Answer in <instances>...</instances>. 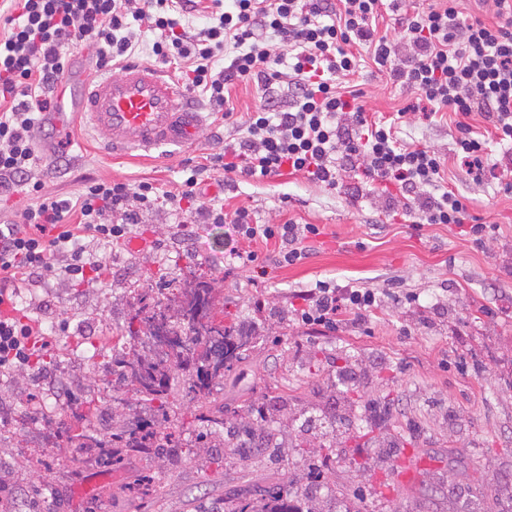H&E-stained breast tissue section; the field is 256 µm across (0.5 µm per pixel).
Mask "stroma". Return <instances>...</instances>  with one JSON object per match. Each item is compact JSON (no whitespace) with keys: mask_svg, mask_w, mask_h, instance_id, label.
<instances>
[{"mask_svg":"<svg viewBox=\"0 0 512 512\" xmlns=\"http://www.w3.org/2000/svg\"><path fill=\"white\" fill-rule=\"evenodd\" d=\"M355 83L372 120L415 101L371 63ZM261 95L259 84L236 85L234 115L225 120L198 100L206 115L198 140L149 154L108 153L82 123L51 129L34 176L43 195L64 198L77 197L89 180L174 189L188 164L238 138ZM400 136L446 157V187L466 196L470 215L492 232L478 239L452 224L407 223L345 166L334 190L301 174L238 177L228 190L216 174L203 185L204 202L248 208L260 224L317 225L307 258L282 266L261 246L245 270L232 255L237 243L228 225L190 231L158 209L134 228L145 243L139 252L123 240L88 243L106 267L101 278L75 284L55 276L22 290V313L52 344L35 350L32 361L57 377L69 403L61 423L86 424L101 436L112 426V372L97 357L125 336L137 290L166 291L191 276L219 280L225 311L254 325L259 340L247 360L225 372L216 398L239 408L276 388L288 418L286 454L271 449L246 466L205 464L192 454L170 466L133 451L109 458L43 431L29 414L45 398L31 373H0V402L14 409L0 420V502L24 498L30 512L55 500L60 512H209L230 494L271 480L301 494L315 491L328 512H512V191L490 176L473 182L456 161L453 115L405 116ZM61 142L68 152L63 173L48 164ZM320 281L375 289L379 303L366 318L344 315L331 329L305 325L302 293ZM348 365L361 374L363 402L390 397V429L405 438L399 458L388 457L360 420L326 435L320 418L334 393L327 378ZM188 386L187 374L173 373L166 430L182 439L195 409ZM89 400L95 410H87ZM147 479L154 491L145 497Z\"/></svg>","mask_w":512,"mask_h":512,"instance_id":"obj_1","label":"stroma"}]
</instances>
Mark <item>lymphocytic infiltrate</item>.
I'll use <instances>...</instances> for the list:
<instances>
[{
    "mask_svg": "<svg viewBox=\"0 0 512 512\" xmlns=\"http://www.w3.org/2000/svg\"><path fill=\"white\" fill-rule=\"evenodd\" d=\"M494 18L467 21L456 0L421 11L404 0H12L0 19V198L36 197L18 224H0V368L30 369L38 331L16 312L21 288L33 277L59 275L74 283L100 272L86 255V239L111 243L127 238L141 212L168 208L184 224H229L248 242L273 244L278 262L306 255L313 224H256L248 208L224 211L200 200L205 176L225 178L303 174L328 188L338 184L337 161L379 182L419 224L469 225L472 235L490 227L470 224L466 197L440 191L445 161L426 147L402 144L394 122L368 121L361 90L348 84L360 61L357 46L385 68L390 79L416 93L430 114L456 117V154L469 175L482 179L485 140L468 122L483 113L493 135L512 143V0H492ZM397 18V35L378 33L382 9ZM206 14L209 23L190 33L180 13ZM135 20L160 34L152 52L159 63H180L188 93L223 110L236 83L261 82L263 102L250 112L243 134L222 151L191 166L176 190L150 182L91 180L76 199L40 198L32 178L40 158L34 148L36 115L53 105L64 79L67 50L94 49L98 69L127 62L138 43L128 32ZM283 48L275 53L260 31ZM229 66L219 67L227 50ZM369 288L344 291L329 283L309 291L301 319L332 325L338 312L371 311Z\"/></svg>",
    "mask_w": 512,
    "mask_h": 512,
    "instance_id": "1",
    "label": "lymphocytic infiltrate"
}]
</instances>
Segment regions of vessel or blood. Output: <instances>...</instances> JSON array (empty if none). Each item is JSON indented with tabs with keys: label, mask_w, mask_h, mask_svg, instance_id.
I'll return each mask as SVG.
<instances>
[{
	"label": "vessel or blood",
	"mask_w": 512,
	"mask_h": 512,
	"mask_svg": "<svg viewBox=\"0 0 512 512\" xmlns=\"http://www.w3.org/2000/svg\"><path fill=\"white\" fill-rule=\"evenodd\" d=\"M58 109L45 123L88 121L108 147L151 152L194 143L206 125L203 113L181 101L178 86L148 64L127 65L119 75L92 82L70 73L55 88Z\"/></svg>",
	"instance_id": "obj_1"
}]
</instances>
